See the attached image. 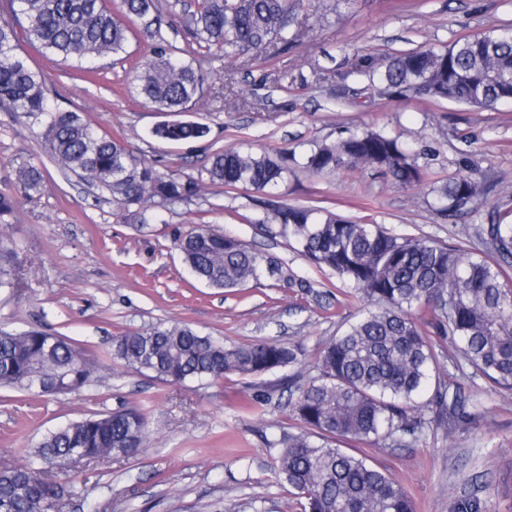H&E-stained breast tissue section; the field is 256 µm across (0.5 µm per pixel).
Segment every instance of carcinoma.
Listing matches in <instances>:
<instances>
[{"instance_id": "obj_1", "label": "carcinoma", "mask_w": 512, "mask_h": 512, "mask_svg": "<svg viewBox=\"0 0 512 512\" xmlns=\"http://www.w3.org/2000/svg\"><path fill=\"white\" fill-rule=\"evenodd\" d=\"M302 0H196L184 28L193 43L244 58L275 42L288 49V27ZM128 16L161 32V0H121ZM26 41L62 61L89 63L125 52L127 29L104 0H0V105L23 113L42 128L46 152L64 169L87 174L91 185L112 198L117 214L141 227L153 210L189 202L202 181L180 180L161 172L121 142L101 135L84 113L56 109L43 75L19 52ZM340 97L356 98L362 80L378 81L392 95L409 93L490 109L512 100V27L493 28L443 49L420 48L380 57L356 56ZM207 75L199 60L164 40L132 81L133 91L159 112H186L202 96ZM206 124L173 120L152 136L163 143L205 138ZM302 168L310 173L365 168L378 170L393 185H426L443 219L475 211L490 191L473 167L445 179L433 177L398 139L356 130L334 142L313 145ZM206 180L226 189L257 192L279 187L290 172L282 153L228 147L214 153ZM41 170L23 164L17 190L41 193ZM273 224L311 263L331 271L366 304L359 317L321 348L316 374L299 388L291 415L297 433L273 441L279 448L273 474L304 500V512H415L408 492L361 454L349 453L336 439L380 448L422 435L433 426L445 432L467 417L465 400L440 383L439 353L418 323L425 306L433 334L451 343L458 362L471 367L495 389L512 392V222L497 209L488 212L478 234L484 249L469 251L425 236L395 234L379 224L342 218L322 207L281 205L255 218ZM185 267L212 288H240L251 281L292 280L274 256L252 250L219 232L189 229L174 238ZM18 287L14 254L0 258V288ZM300 350L281 342L227 346L187 324L129 331L116 337L112 357L136 372L165 382L205 383L227 373L261 375L300 363ZM39 376L43 390L27 387ZM95 366L60 335L31 328L0 330V386L32 395L67 394L88 388ZM428 407L433 417L419 410ZM148 434L139 410L119 409L76 420L44 434L23 464H0V512H50L64 493L52 474L66 477L64 460L126 458ZM454 512H487L476 495L459 498Z\"/></svg>"}]
</instances>
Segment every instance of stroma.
Segmentation results:
<instances>
[{"label":"stroma","mask_w":512,"mask_h":512,"mask_svg":"<svg viewBox=\"0 0 512 512\" xmlns=\"http://www.w3.org/2000/svg\"><path fill=\"white\" fill-rule=\"evenodd\" d=\"M180 0L165 13L160 35L125 17L121 0H105L127 28L124 54L78 66L21 44L42 72L55 104L82 109L100 132L120 140L180 179L200 178L210 156L231 145L254 151H304L309 141H335L372 128L412 146L419 162L448 178L476 164L493 185L476 213L438 217L425 188L392 185L372 169L312 174L296 169L270 192L203 185L198 197L159 210L148 228L124 222L111 200L97 197L64 172L41 145L40 132L17 112L0 109V194L15 206L0 226V245L15 249L17 290L0 289V330L32 327L68 337L99 367L90 388L34 396L0 387V462L20 463L58 426L95 413L134 407L149 437L130 458L81 462L59 501L61 512H302L273 475L274 440L294 433L288 399L313 373L322 343L359 314L362 303L330 272L312 266L287 238L256 223L265 205L304 204L400 234L481 249L475 233L488 210L512 212V103L476 110L418 96L390 97L372 87L338 102L340 77L355 55H394L422 46L442 48L460 38L512 25V0H303L288 51L271 46L247 60L212 52L201 100L187 117L209 135L165 144L151 135L172 120L131 94L130 82L156 37L180 49ZM42 169L45 186L18 195L16 171ZM204 224L252 249L279 258L307 289L267 280L227 291L196 280L174 247L178 232ZM186 323L225 344L271 340L301 345L299 365L258 376L229 375L198 385L166 383L113 362V337ZM441 378L459 387L470 413L452 432L430 429L412 444L363 451L410 494L416 512H452L455 497L475 494L488 512H512V393L493 389L450 362Z\"/></svg>","instance_id":"1"}]
</instances>
